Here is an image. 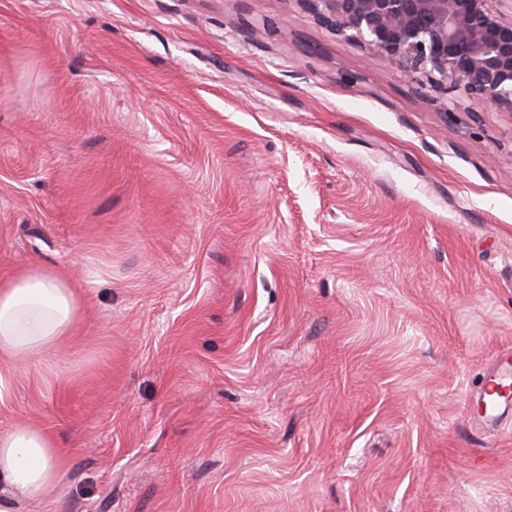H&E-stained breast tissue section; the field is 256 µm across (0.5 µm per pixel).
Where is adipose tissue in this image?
I'll return each instance as SVG.
<instances>
[{
	"label": "adipose tissue",
	"mask_w": 512,
	"mask_h": 512,
	"mask_svg": "<svg viewBox=\"0 0 512 512\" xmlns=\"http://www.w3.org/2000/svg\"><path fill=\"white\" fill-rule=\"evenodd\" d=\"M82 313L75 289L55 270L0 279V362L18 366L50 352ZM62 476L55 444L40 426L23 422L0 432V512H15L21 495L44 499Z\"/></svg>",
	"instance_id": "1"
}]
</instances>
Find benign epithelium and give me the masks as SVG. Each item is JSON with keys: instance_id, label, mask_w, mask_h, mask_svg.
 I'll list each match as a JSON object with an SVG mask.
<instances>
[{"instance_id": "benign-epithelium-1", "label": "benign epithelium", "mask_w": 512, "mask_h": 512, "mask_svg": "<svg viewBox=\"0 0 512 512\" xmlns=\"http://www.w3.org/2000/svg\"><path fill=\"white\" fill-rule=\"evenodd\" d=\"M346 42L446 101L512 114V0H300Z\"/></svg>"}]
</instances>
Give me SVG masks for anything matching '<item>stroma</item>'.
I'll return each mask as SVG.
<instances>
[{
  "instance_id": "35a3bbf8",
  "label": "stroma",
  "mask_w": 512,
  "mask_h": 512,
  "mask_svg": "<svg viewBox=\"0 0 512 512\" xmlns=\"http://www.w3.org/2000/svg\"><path fill=\"white\" fill-rule=\"evenodd\" d=\"M83 314L0 430L17 512H512V114L471 117L300 0H0V277ZM474 396L484 406L482 427L495 429L506 422L512 407V351L499 352ZM62 476L55 443L40 426L23 422L0 432L1 512H15L19 495L44 499Z\"/></svg>"
}]
</instances>
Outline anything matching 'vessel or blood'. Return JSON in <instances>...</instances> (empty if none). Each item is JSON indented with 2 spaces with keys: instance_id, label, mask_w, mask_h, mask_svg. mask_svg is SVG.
<instances>
[{
  "instance_id": "obj_1",
  "label": "vessel or blood",
  "mask_w": 512,
  "mask_h": 512,
  "mask_svg": "<svg viewBox=\"0 0 512 512\" xmlns=\"http://www.w3.org/2000/svg\"><path fill=\"white\" fill-rule=\"evenodd\" d=\"M474 396L484 407L482 426L494 429L512 417V351L499 352Z\"/></svg>"
}]
</instances>
